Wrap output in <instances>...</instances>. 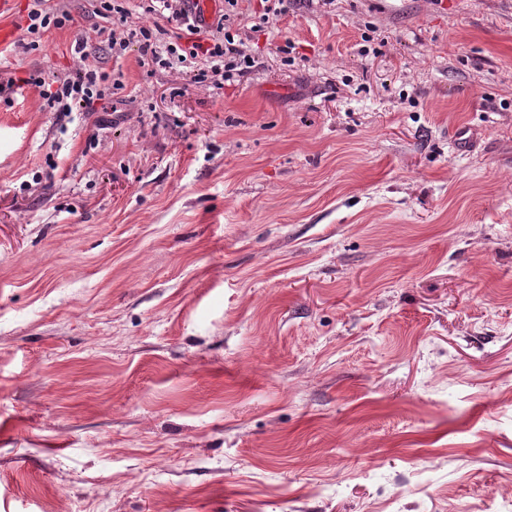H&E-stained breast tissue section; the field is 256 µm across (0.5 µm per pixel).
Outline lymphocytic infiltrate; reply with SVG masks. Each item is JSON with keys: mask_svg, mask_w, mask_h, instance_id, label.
<instances>
[{"mask_svg": "<svg viewBox=\"0 0 512 512\" xmlns=\"http://www.w3.org/2000/svg\"><path fill=\"white\" fill-rule=\"evenodd\" d=\"M243 0H224V11L208 25L196 24L185 0H142V9L165 17L162 26L134 24L128 0H100L97 16L111 20V27H95L96 37L105 38L113 57L137 47L148 64L171 68L187 59L204 58L206 65L191 77L193 83L217 87L241 80L256 65L247 53L243 35L250 15ZM73 17L61 0H30L27 6L26 36L17 47L22 52L38 50L45 35L69 26ZM87 38L74 48V68L52 80L36 79L42 97L56 112H91L112 93L108 76L100 71L87 49Z\"/></svg>", "mask_w": 512, "mask_h": 512, "instance_id": "obj_1", "label": "lymphocytic infiltrate"}]
</instances>
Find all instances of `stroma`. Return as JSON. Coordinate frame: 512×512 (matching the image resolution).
<instances>
[{
  "label": "stroma",
  "instance_id": "obj_1",
  "mask_svg": "<svg viewBox=\"0 0 512 512\" xmlns=\"http://www.w3.org/2000/svg\"><path fill=\"white\" fill-rule=\"evenodd\" d=\"M0 45V512L512 499V0H289L218 90ZM90 37L83 36L76 41L74 48V68L62 76L56 75L50 82L34 78V84L42 88L41 96L61 115L76 112H93L95 106L114 94V86L109 84V76L100 71L97 60L86 50Z\"/></svg>",
  "mask_w": 512,
  "mask_h": 512
}]
</instances>
